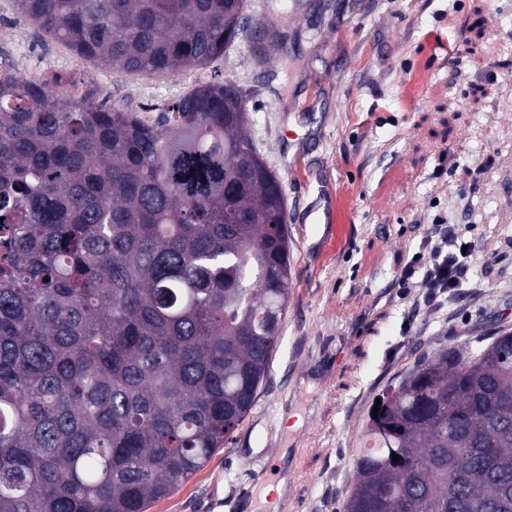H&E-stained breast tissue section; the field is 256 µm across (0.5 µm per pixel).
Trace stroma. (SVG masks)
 <instances>
[{"label": "stroma", "instance_id": "stroma-1", "mask_svg": "<svg viewBox=\"0 0 512 512\" xmlns=\"http://www.w3.org/2000/svg\"><path fill=\"white\" fill-rule=\"evenodd\" d=\"M0 69L131 108L218 73L249 95L280 176L292 271L269 373L205 467L148 512H343L369 411L419 358L512 329V0H305L287 77L230 47L213 68L118 77L36 27ZM466 244L459 288L401 289L434 221ZM279 465L265 479V462ZM287 481L283 498L269 485Z\"/></svg>", "mask_w": 512, "mask_h": 512}]
</instances>
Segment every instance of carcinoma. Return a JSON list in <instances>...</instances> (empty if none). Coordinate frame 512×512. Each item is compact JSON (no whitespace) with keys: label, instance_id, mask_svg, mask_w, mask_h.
<instances>
[{"label":"carcinoma","instance_id":"cac0c4a2","mask_svg":"<svg viewBox=\"0 0 512 512\" xmlns=\"http://www.w3.org/2000/svg\"><path fill=\"white\" fill-rule=\"evenodd\" d=\"M14 2L79 57L157 76L223 58L250 7ZM288 8L258 23L256 67ZM227 83L150 121L0 71V512H147L253 407L291 264L282 181ZM379 398L345 512H512V331L438 350Z\"/></svg>","mask_w":512,"mask_h":512}]
</instances>
